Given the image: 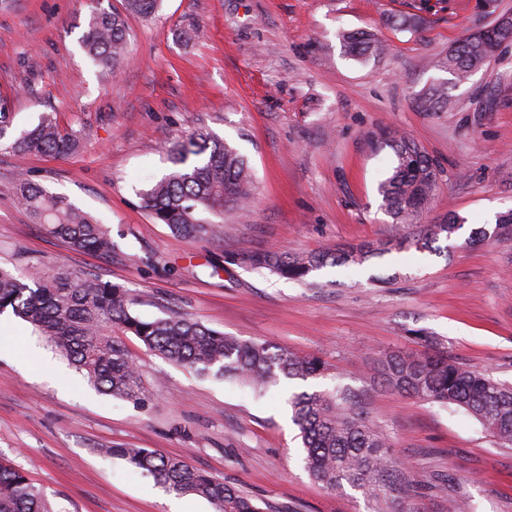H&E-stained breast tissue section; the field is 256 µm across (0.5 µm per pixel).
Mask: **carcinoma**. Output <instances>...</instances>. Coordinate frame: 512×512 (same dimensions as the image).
<instances>
[{
    "mask_svg": "<svg viewBox=\"0 0 512 512\" xmlns=\"http://www.w3.org/2000/svg\"><path fill=\"white\" fill-rule=\"evenodd\" d=\"M161 5L162 0H126L127 10L143 16L156 14ZM388 22L412 32L422 26L423 17L404 13ZM499 40L500 34L492 27L469 34L438 57L435 67L462 81L495 56ZM80 43L101 72L115 73L126 51L124 20L103 8L94 10ZM345 43L356 57L381 51V46L362 34L347 36ZM415 103L423 112H445L451 100L447 87L439 82L421 90ZM79 145L77 137L63 133L45 114L34 127L16 136L8 149L22 155L65 157ZM392 148L395 162L380 183L379 194L394 221L407 224L424 212L437 176L429 158L412 140L394 138ZM170 153L175 168L143 191L142 202L156 221L177 235L187 240L207 235L211 222L198 218L199 213L222 219L224 211L242 210L252 197L250 168L230 145L196 132L175 141ZM14 193L35 223L74 249L112 252L107 228L68 198L48 193L23 175L16 178ZM463 223L462 217L450 213L447 223L427 225L414 236L302 254L265 251L253 254L250 262L256 269L301 279L328 265L361 266L394 250H430L440 236L451 237ZM133 304L127 289L109 282L87 283L64 266L25 275L0 267V313L12 309L85 372L99 390L114 398L138 403L144 396L140 372L120 340L127 333L171 362L201 375L234 380L260 393L282 378L307 381L326 376L328 364L317 356L293 353L268 341L228 336L178 311L142 319L131 313ZM375 378L397 394L462 410L499 444L512 446V385L457 364L434 344L416 354L381 353ZM364 396L365 391L348 385L297 393L291 401L292 421L299 430L305 469L317 483L331 492L348 486L382 500L411 486V481L389 436L360 411ZM98 452L127 461L170 494L206 499L215 512H261L236 487L181 459L159 456L146 448L114 446ZM0 512H50V508L22 469L0 463Z\"/></svg>",
    "mask_w": 512,
    "mask_h": 512,
    "instance_id": "obj_1",
    "label": "carcinoma"
}]
</instances>
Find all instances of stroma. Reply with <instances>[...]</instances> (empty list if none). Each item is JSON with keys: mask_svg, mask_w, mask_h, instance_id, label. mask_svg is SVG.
<instances>
[{"mask_svg": "<svg viewBox=\"0 0 512 512\" xmlns=\"http://www.w3.org/2000/svg\"><path fill=\"white\" fill-rule=\"evenodd\" d=\"M124 0H0V102L12 131L52 114L80 147L57 158L0 147V267L64 266L126 288L144 319L174 308L205 327L321 356L329 374L259 394L204 378L148 352L126 351L141 403L99 391L29 323L0 315V460L23 468L53 512H169L170 494L102 446L185 459L255 499L262 512H512V447L469 415L374 382L381 352L433 341L465 367L512 383V233L472 245L512 210V43L464 81L432 66L465 32L511 15L481 0H163L126 18L129 54L104 78L80 44L94 7ZM420 14L416 32L387 17ZM367 32L386 46L359 61L342 39ZM448 86L452 106L423 112L415 96ZM193 131L235 147L254 174L246 215L229 211L189 241L144 209L142 190L172 169L167 147ZM413 140L438 187L413 224L394 223L378 187L390 137ZM105 224L114 249L74 250L15 201L18 173ZM463 218L436 251L393 252L361 266H327L305 281L253 268L264 250L311 252L413 235ZM367 387L363 411L387 433L414 486L392 502L334 493L303 468L288 399L334 382Z\"/></svg>", "mask_w": 512, "mask_h": 512, "instance_id": "35a3bbf8", "label": "stroma"}]
</instances>
